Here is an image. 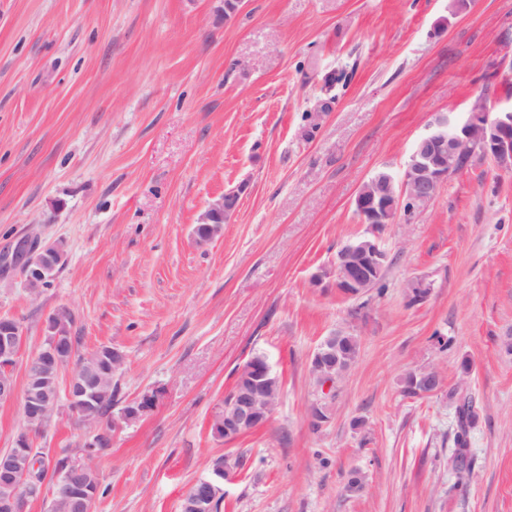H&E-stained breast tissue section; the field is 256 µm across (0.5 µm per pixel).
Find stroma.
<instances>
[{"instance_id": "stroma-1", "label": "stroma", "mask_w": 512, "mask_h": 512, "mask_svg": "<svg viewBox=\"0 0 512 512\" xmlns=\"http://www.w3.org/2000/svg\"><path fill=\"white\" fill-rule=\"evenodd\" d=\"M450 5L241 0L228 20L222 0H0V253L29 237L66 254L36 294L0 269V317L23 327L15 386L44 318L65 307L80 352L124 353L113 416L156 398L92 458L93 512H180L222 456L243 465L221 512H512V173L473 153L388 225L384 291L359 301L331 278L366 231L359 187L402 177L435 115L465 119L483 95L512 109V0ZM340 71L346 82L324 92ZM230 190L223 233L197 244L199 214ZM419 278L431 291L412 305ZM340 329L361 347L316 430L310 358ZM257 354L282 385L271 418L214 437L213 414ZM428 365L480 407L463 496L449 490L453 403L401 391ZM92 434L60 409L33 445L78 458ZM355 468L367 486L350 498Z\"/></svg>"}]
</instances>
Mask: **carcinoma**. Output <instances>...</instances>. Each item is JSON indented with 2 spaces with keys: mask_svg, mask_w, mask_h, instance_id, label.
<instances>
[{
  "mask_svg": "<svg viewBox=\"0 0 512 512\" xmlns=\"http://www.w3.org/2000/svg\"><path fill=\"white\" fill-rule=\"evenodd\" d=\"M340 345L337 352V362L341 367H350L356 360L360 338L357 334L347 331H338L336 337ZM77 337H69L66 348L68 360L74 364V369L79 372L91 371L95 375L100 396L90 407L89 413L85 415L82 425L93 428L97 431L94 447L86 449L92 456L103 454L110 447L112 436V404L115 400L118 387L112 384L113 374L122 371L124 362L112 363V359L103 354L106 346L101 345L97 349L85 354L76 353ZM423 371H411L402 378V392L406 396L415 397L418 395L424 380ZM448 399L455 403L457 418V430L453 437V451L448 460V465L454 475V482L449 486L448 491L463 493L471 484L476 473L477 463L469 450V437L472 428L475 426L478 412L474 399L462 393L459 387L448 389ZM366 485V476L360 470H353L349 473L344 491L349 496L360 494ZM72 487L77 492H86L90 499H95L99 494L100 476L96 468L90 467L73 479Z\"/></svg>",
  "mask_w": 512,
  "mask_h": 512,
  "instance_id": "carcinoma-1",
  "label": "carcinoma"
}]
</instances>
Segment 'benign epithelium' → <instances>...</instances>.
<instances>
[{
  "mask_svg": "<svg viewBox=\"0 0 512 512\" xmlns=\"http://www.w3.org/2000/svg\"><path fill=\"white\" fill-rule=\"evenodd\" d=\"M480 151L492 158L497 165L512 171V110L493 112L485 99H479L463 121L449 115L436 117L428 126V132L419 140L411 154L403 180L398 182L388 172L374 175L355 196V207L367 224L364 235L348 242L341 249L334 265L335 286L341 293L355 290L367 291L375 276L388 264V254L381 246L380 227L395 222L398 213L410 216L415 210L429 203L449 175L460 170L461 160ZM237 196L222 195L212 201L198 219L197 226L209 229L207 240L219 235L224 223L236 210ZM65 251L59 243L42 244L33 239L20 241L10 264L18 267L31 290H36L52 279L64 263ZM44 329L50 345L39 350L26 363L27 386L22 395V412L26 420L35 423L48 422L58 408V392L46 389L48 378L56 375L65 365L61 343L67 333V316L57 310L44 321ZM22 342V329L9 317H0V402H8L16 395L10 368L15 365ZM310 368L320 373L317 386L322 393L336 385V335L328 336L311 357ZM239 382L223 409L216 412L211 421L215 437L236 438L264 425L272 414L263 396L272 386L274 377L268 361L254 359L242 366ZM94 388V378L89 373L73 375L67 391L68 410L75 414L90 404L88 390ZM154 405V398L146 396L129 413L121 415V421H136ZM334 406L324 398L313 402L309 420L315 423L324 417L331 420ZM17 450L0 452V512H27L31 499L49 495L70 499L72 512H87V501L71 492V478L80 473L87 463L69 460L68 467L55 472L48 469L43 480L32 477L33 454L29 452L30 439L27 430L16 435ZM233 468L224 462V471L192 484L183 499L195 512H206V503L216 498L224 487Z\"/></svg>",
  "mask_w": 512,
  "mask_h": 512,
  "instance_id": "7a95c632",
  "label": "benign epithelium"
}]
</instances>
